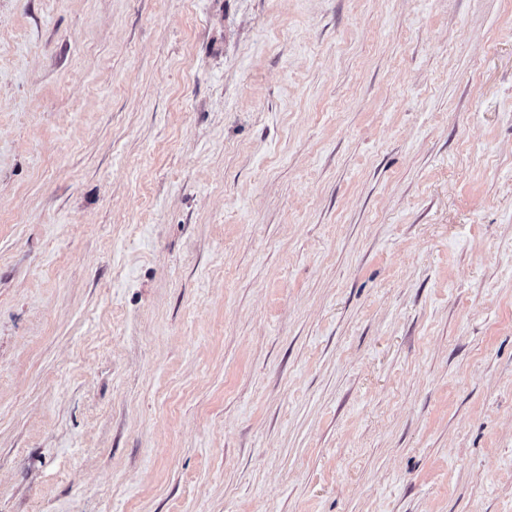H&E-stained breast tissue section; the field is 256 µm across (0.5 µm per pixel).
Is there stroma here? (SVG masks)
<instances>
[{
	"label": "stroma",
	"mask_w": 512,
	"mask_h": 512,
	"mask_svg": "<svg viewBox=\"0 0 512 512\" xmlns=\"http://www.w3.org/2000/svg\"><path fill=\"white\" fill-rule=\"evenodd\" d=\"M0 512H512V0H0Z\"/></svg>",
	"instance_id": "obj_1"
}]
</instances>
